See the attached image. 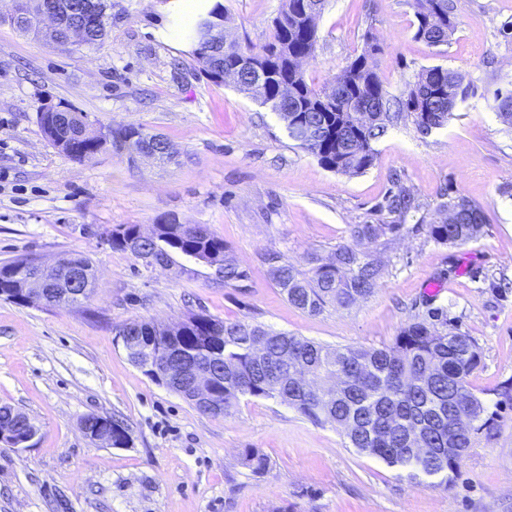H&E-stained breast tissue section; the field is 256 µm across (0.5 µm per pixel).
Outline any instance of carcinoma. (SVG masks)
<instances>
[{
  "instance_id": "cac0c4a2",
  "label": "carcinoma",
  "mask_w": 512,
  "mask_h": 512,
  "mask_svg": "<svg viewBox=\"0 0 512 512\" xmlns=\"http://www.w3.org/2000/svg\"><path fill=\"white\" fill-rule=\"evenodd\" d=\"M302 0H283L273 20L271 40L256 51L235 40L210 44L198 14L185 31L190 55L198 71L207 80L219 84L217 75L235 66L247 55L272 68V76L258 95L279 117L297 124V128L314 127L317 137L295 133L289 137L313 155L326 169L338 173L360 174L375 159V143L388 127L401 120L412 121L416 131L428 123L440 128L459 104L474 94L471 83L460 74L441 66L423 70L417 78L419 93L407 87L402 97L394 98L384 88L369 59L381 51L377 44L365 42L361 54L336 77L353 95L369 97L382 119L363 134L355 146L344 148L336 139V127L351 126L350 115L343 106L329 112L319 107L327 85L307 81L299 56L315 57L318 43L316 25L301 19ZM95 24L88 27L85 40L92 46L102 43L112 0H93ZM416 18L414 37L436 46L449 40L456 21L453 0H413ZM23 33H40L36 17H5ZM499 120L512 126V89L494 91ZM67 120L39 112L38 124L45 138L69 157L84 161L86 157L67 150L75 140L86 116L72 108L63 109ZM150 133L129 127L112 133L109 144L135 155L153 154L168 161L173 152L148 141ZM462 205L458 219L451 218L428 225L429 237L438 244L465 243L477 238L484 224L482 209L461 195L448 196V212ZM416 208L411 191L395 180L380 210L403 216ZM137 225L126 224L112 230V248L124 251V241ZM400 224H356L351 230L353 243L343 244L323 261L312 258V267L302 273L281 261L273 253L269 259L276 266L269 270L272 281L292 306L312 315L326 308H348L370 296L381 275L378 262L358 249L357 244L372 240L378 232L396 234ZM166 265L183 259L179 267L192 263L223 269L224 285L233 286L248 278L224 239L208 231L193 235L180 224L157 225L156 239H146L134 257L146 267L147 257ZM21 259L0 266V289L21 288L25 277ZM131 329L154 346L176 344L191 359L211 370L213 392L224 399V409L211 416H227L240 398H277L314 422L336 425L349 447L361 454L377 457L388 466L407 472L409 478L439 477L446 485L462 458L460 450L472 446L475 435L489 431L494 417L487 414L484 402L467 387V378L479 366L481 353L470 337L448 329V311L434 308L402 327L394 341L382 348L331 347L311 339L276 332L261 324L245 320L223 321L200 312L181 323L179 330L153 321L129 320L118 332ZM243 464L260 474L268 467L267 458L253 448L242 454Z\"/></svg>"
}]
</instances>
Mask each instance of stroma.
Segmentation results:
<instances>
[{"label":"stroma","mask_w":512,"mask_h":512,"mask_svg":"<svg viewBox=\"0 0 512 512\" xmlns=\"http://www.w3.org/2000/svg\"><path fill=\"white\" fill-rule=\"evenodd\" d=\"M214 0H112L101 47L56 46L0 23V265L36 256L45 265L82 254L95 272L80 307L20 306L0 298V405L26 413L31 446L0 447V512H512V128L489 91L512 81V0H455L447 44L413 36L412 0H326L316 56L303 66L316 85L361 53L390 95L423 69L442 66L475 93L447 125L423 135L411 122L375 144L358 175L322 167L299 148L269 106L232 82L216 85L187 55L184 25ZM231 37L269 41L282 0H222ZM64 105L91 129L128 126L159 134L174 158L129 161L113 147L77 161L51 145L38 112ZM418 207L398 217L377 206L393 179ZM459 194L484 225L464 244L434 242L427 226ZM401 224L365 249L382 266L374 293L348 308L311 315L269 277L278 253L301 271L350 242L354 224ZM121 224H202L223 238L248 278L227 286L212 269L147 268L105 238ZM438 284L429 292V284ZM445 307L479 347L469 389L496 415L446 487L411 482L274 399L241 398L232 415L199 413L147 376L117 338L131 319L176 325L201 311L245 320L330 346L379 348L431 307ZM114 416L130 444L88 440L81 420ZM255 448L268 469L252 473Z\"/></svg>","instance_id":"1"}]
</instances>
